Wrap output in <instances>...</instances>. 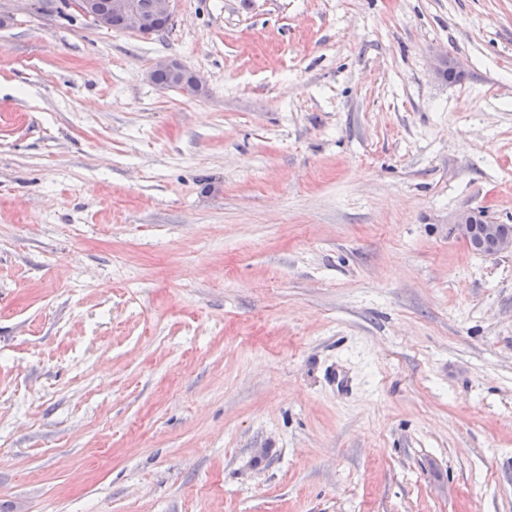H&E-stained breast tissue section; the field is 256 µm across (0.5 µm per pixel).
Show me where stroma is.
<instances>
[{
  "label": "stroma",
  "instance_id": "35a3bbf8",
  "mask_svg": "<svg viewBox=\"0 0 512 512\" xmlns=\"http://www.w3.org/2000/svg\"><path fill=\"white\" fill-rule=\"evenodd\" d=\"M58 5L0 0V505L512 512V255L453 222L512 224V0ZM133 2L145 4L149 0H133ZM133 2L131 0H91L90 7L87 1L81 0L78 8L86 12L90 11L91 8L93 14L101 16L95 19L97 28L108 27V30H126L143 37H149L156 33V21L174 19L175 0H150L145 7H136ZM120 14L124 17L125 29ZM175 64L187 70L190 75L189 81L184 83L179 89L182 95L188 98H196L200 96L203 93L204 86L199 76L177 59L167 57L158 59L154 62L146 76L151 81L152 75V82L157 86L177 88L187 76L186 74L173 73L169 69H166L172 68ZM460 237L468 248L486 255L512 254V224H487L479 212L464 210L454 216Z\"/></svg>",
  "mask_w": 512,
  "mask_h": 512
}]
</instances>
